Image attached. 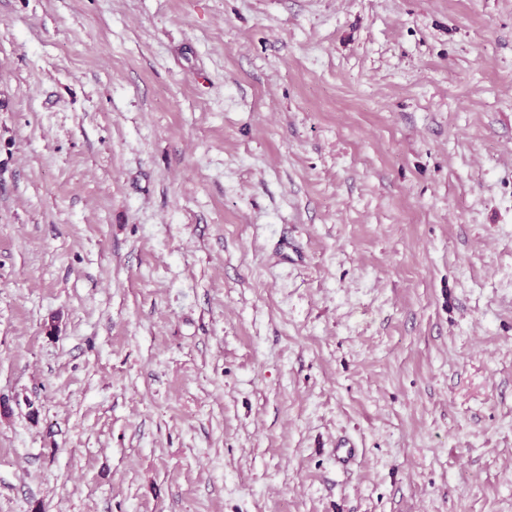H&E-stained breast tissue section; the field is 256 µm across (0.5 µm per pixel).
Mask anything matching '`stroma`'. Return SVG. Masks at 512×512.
Segmentation results:
<instances>
[{
  "instance_id": "obj_1",
  "label": "stroma",
  "mask_w": 512,
  "mask_h": 512,
  "mask_svg": "<svg viewBox=\"0 0 512 512\" xmlns=\"http://www.w3.org/2000/svg\"><path fill=\"white\" fill-rule=\"evenodd\" d=\"M0 512H512V0H0Z\"/></svg>"
}]
</instances>
